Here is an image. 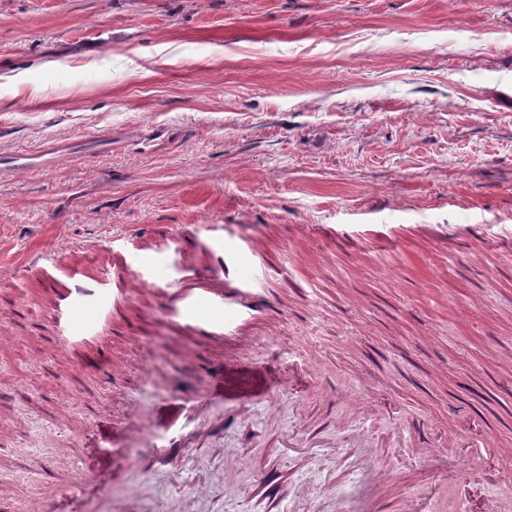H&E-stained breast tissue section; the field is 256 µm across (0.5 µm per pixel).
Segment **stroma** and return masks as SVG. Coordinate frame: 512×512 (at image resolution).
<instances>
[{"label":"stroma","instance_id":"35a3bbf8","mask_svg":"<svg viewBox=\"0 0 512 512\" xmlns=\"http://www.w3.org/2000/svg\"><path fill=\"white\" fill-rule=\"evenodd\" d=\"M0 261V512H512V0H0ZM185 279L190 281L192 288H186L184 281L173 288L175 296L183 302L186 308L202 298L217 309L224 310V328L226 336H238L237 328L255 311L256 300L250 288H236L234 292L224 291V281L227 280L228 269L224 275L214 274L211 270L198 271L194 268L186 270Z\"/></svg>","mask_w":512,"mask_h":512}]
</instances>
